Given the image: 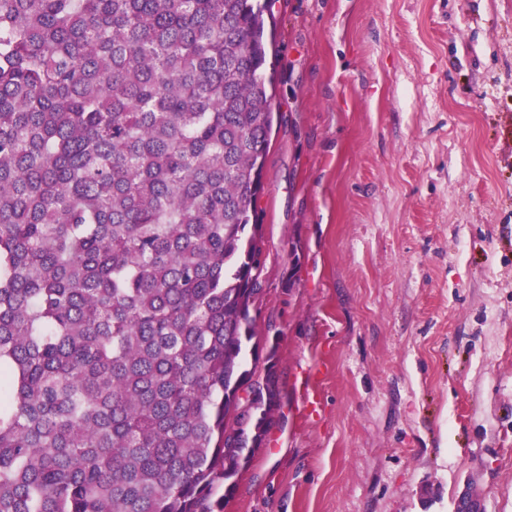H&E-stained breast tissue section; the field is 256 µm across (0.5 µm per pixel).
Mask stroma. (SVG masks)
I'll return each mask as SVG.
<instances>
[{
	"label": "stroma",
	"mask_w": 512,
	"mask_h": 512,
	"mask_svg": "<svg viewBox=\"0 0 512 512\" xmlns=\"http://www.w3.org/2000/svg\"><path fill=\"white\" fill-rule=\"evenodd\" d=\"M269 6L281 418L224 512H512V0Z\"/></svg>",
	"instance_id": "stroma-1"
}]
</instances>
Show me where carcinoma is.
I'll list each match as a JSON object with an SVG mask.
<instances>
[{"label":"carcinoma","instance_id":"cac0c4a2","mask_svg":"<svg viewBox=\"0 0 512 512\" xmlns=\"http://www.w3.org/2000/svg\"><path fill=\"white\" fill-rule=\"evenodd\" d=\"M266 17L0 0V512H224L275 426Z\"/></svg>","mask_w":512,"mask_h":512}]
</instances>
